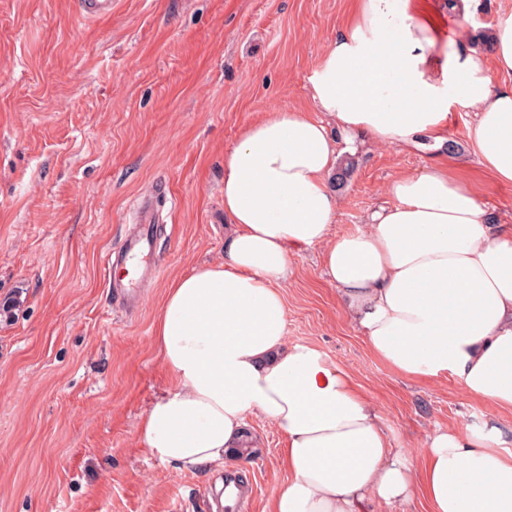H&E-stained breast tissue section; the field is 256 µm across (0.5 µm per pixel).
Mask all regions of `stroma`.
<instances>
[{
    "instance_id": "35a3bbf8",
    "label": "stroma",
    "mask_w": 512,
    "mask_h": 512,
    "mask_svg": "<svg viewBox=\"0 0 512 512\" xmlns=\"http://www.w3.org/2000/svg\"><path fill=\"white\" fill-rule=\"evenodd\" d=\"M351 0H115L89 20L77 0H0V512H224L217 480L246 483L245 512H269L289 477L286 442L247 414L257 453L183 471L140 442L151 404L173 388L155 337L178 277L224 257V155L271 109L321 119L310 79L345 29ZM512 0L441 8L461 50L493 53ZM471 111L449 110L453 151L336 134L355 166L338 188L334 232L364 225L396 177L447 161L471 178L495 224L512 225V185L481 169ZM155 197L157 230L138 310L114 305L105 257ZM286 340L348 370L379 410L392 449L419 467L434 431H512V413L449 375L408 378L375 357L344 315L319 248L291 260Z\"/></svg>"
}]
</instances>
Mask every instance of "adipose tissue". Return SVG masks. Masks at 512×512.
Returning <instances> with one entry per match:
<instances>
[{
	"label": "adipose tissue",
	"instance_id": "adipose-tissue-1",
	"mask_svg": "<svg viewBox=\"0 0 512 512\" xmlns=\"http://www.w3.org/2000/svg\"><path fill=\"white\" fill-rule=\"evenodd\" d=\"M440 36L426 0H356L324 52L312 99L336 127L395 146L443 147L448 109L475 114L480 164L512 183V12L484 55ZM336 144L297 110H273L224 156V261L169 288L155 323L173 392L146 412L142 445L187 471L223 461L247 413L282 432L289 479L271 512H387L423 494L431 512H512V452L498 427L437 431L415 469L348 371L288 345L279 289L293 253L320 248L327 280L371 352L408 377L454 376L512 410V226L490 223L477 189L430 166L388 186L366 227L333 233Z\"/></svg>",
	"mask_w": 512,
	"mask_h": 512
}]
</instances>
